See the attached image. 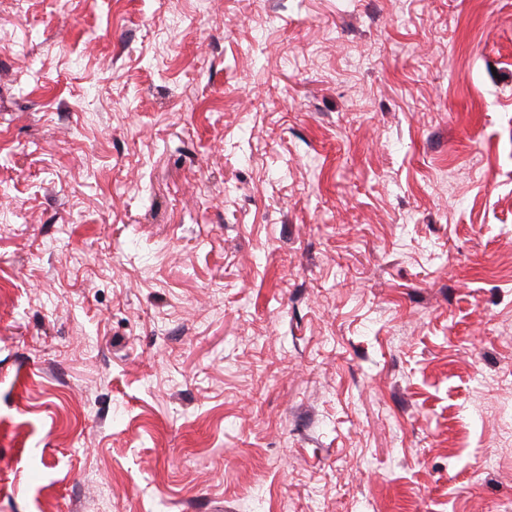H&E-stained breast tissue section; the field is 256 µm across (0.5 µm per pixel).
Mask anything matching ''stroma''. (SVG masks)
I'll return each mask as SVG.
<instances>
[{"mask_svg": "<svg viewBox=\"0 0 512 512\" xmlns=\"http://www.w3.org/2000/svg\"><path fill=\"white\" fill-rule=\"evenodd\" d=\"M0 512H512V0H0Z\"/></svg>", "mask_w": 512, "mask_h": 512, "instance_id": "35a3bbf8", "label": "stroma"}]
</instances>
